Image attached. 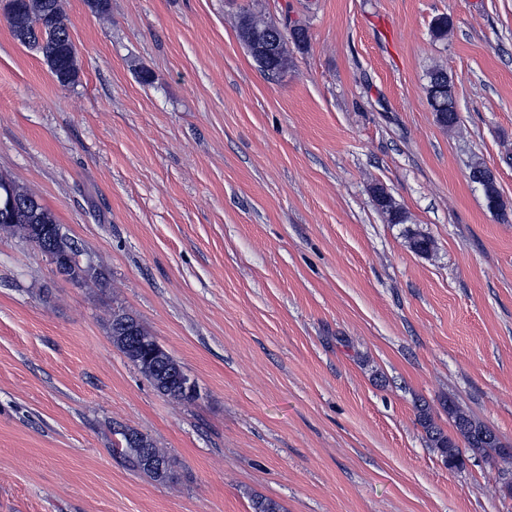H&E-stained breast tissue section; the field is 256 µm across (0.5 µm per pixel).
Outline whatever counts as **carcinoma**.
I'll return each instance as SVG.
<instances>
[{
    "label": "carcinoma",
    "mask_w": 512,
    "mask_h": 512,
    "mask_svg": "<svg viewBox=\"0 0 512 512\" xmlns=\"http://www.w3.org/2000/svg\"><path fill=\"white\" fill-rule=\"evenodd\" d=\"M14 37L21 43L36 48L48 64L57 82L62 86L75 83L78 75L76 52L70 36L69 25L61 12L59 0H13L5 7ZM238 37L251 57L269 75H278L288 67V41L302 47L307 43V29L298 20L285 19L275 28L267 27L251 11L240 15ZM427 100L440 124L452 127L458 114L453 94V80L448 72L436 68L428 73ZM470 178L478 181L483 189L489 208L501 206L500 192L495 175L478 160L471 162ZM378 209L387 215L391 224H403L405 213L396 206L393 198L381 187L374 189ZM40 224L47 234L59 237L60 248L75 256L79 248L70 238L62 235L51 211L27 188L11 178L0 175V230H8L27 240H32L33 225ZM409 247L418 254H426L433 246L432 239L421 232L408 234ZM70 279L85 284H100L97 270L85 271L84 266L71 268ZM130 318L124 312L112 314L111 335L113 343L134 363L140 372L160 389L162 373L174 368L177 360L168 353L154 355L138 349L130 342L120 327V319ZM443 411L452 421L455 435L447 434L436 422L431 407L424 404L418 409V422L426 439L436 448L448 469L464 466L465 452L491 457L512 459V448L505 447L498 436L488 427L466 415L451 400L442 402ZM142 447L159 461L173 463L165 451L158 448L148 436L137 433ZM121 456L131 468L163 480L162 475L144 465L141 455L132 448H121Z\"/></svg>",
    "instance_id": "carcinoma-1"
}]
</instances>
